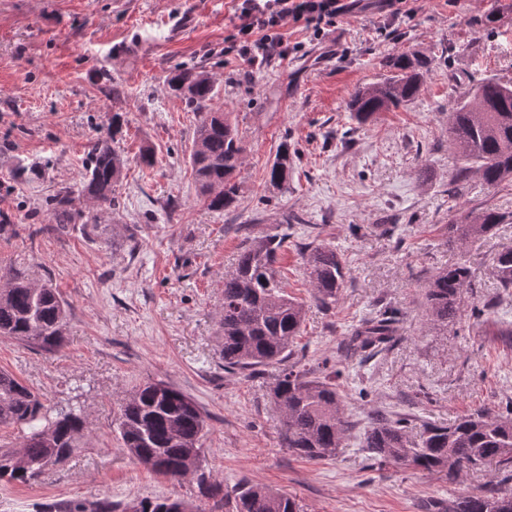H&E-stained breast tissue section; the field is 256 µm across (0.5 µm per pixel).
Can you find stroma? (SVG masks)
I'll return each mask as SVG.
<instances>
[{"label": "stroma", "instance_id": "stroma-1", "mask_svg": "<svg viewBox=\"0 0 512 512\" xmlns=\"http://www.w3.org/2000/svg\"><path fill=\"white\" fill-rule=\"evenodd\" d=\"M231 0H0V274L18 269L52 282L68 305L64 341L48 352L0 337V370L37 392L52 412H81L86 427L72 459L33 485L0 481V512H45L83 499L115 504L183 499L203 512H236L235 488L249 481L293 496L301 512H430L436 501L500 485L495 466L457 480L374 460L363 448L379 418L402 419L409 434L488 408H512V311L496 301L499 251L512 223L456 247L448 226L469 211L512 213V182L470 175L449 189L461 160L448 141V113L461 92L512 79V0H424L410 19L378 29L376 11L339 20L322 39L286 27L302 51L252 66L224 56ZM496 13L494 32L482 23ZM416 53L430 63L411 103L361 124L347 110L355 87L383 78L386 58ZM203 67L220 90L218 107L236 122L247 154L238 196L207 209L188 156L200 115L171 94L176 65ZM121 113L120 132L112 130ZM114 135L127 157L115 209L76 200L84 221L58 227L43 205L84 181L87 147ZM296 151L285 189L267 167L281 142ZM155 150L141 167L143 146ZM39 178L19 184L22 162ZM302 223L286 226L287 215ZM287 233L278 270L306 310L294 353L336 374L349 423L336 456L289 451L278 427L275 372L225 369L217 325L224 277L253 238ZM334 248L346 279L330 308L315 302L308 260ZM464 262L471 286L449 324L424 316L429 280ZM393 315L398 331L379 350L351 357L362 322ZM161 380L199 406L206 420L201 469L218 495H200L137 464L116 430L135 387Z\"/></svg>", "mask_w": 512, "mask_h": 512}]
</instances>
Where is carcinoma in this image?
I'll list each match as a JSON object with an SVG mask.
<instances>
[{"label": "carcinoma", "instance_id": "carcinoma-1", "mask_svg": "<svg viewBox=\"0 0 512 512\" xmlns=\"http://www.w3.org/2000/svg\"><path fill=\"white\" fill-rule=\"evenodd\" d=\"M389 74L363 84L351 94L348 108L359 121L408 102L421 91L428 61L406 54L385 61ZM170 90L203 114L196 127L189 163L206 207L224 211L236 202L238 172L243 163L244 141L237 126L215 106L219 90L205 71L189 64L175 66L168 78ZM448 140L454 153L476 168L462 167L454 176L451 193L475 171L488 186L512 180V82L488 80L462 92L449 113ZM114 140L97 138L88 146L86 180L80 189L67 188L50 199L48 210L56 224H74L81 213L72 209L77 196L100 206H116L115 186L126 159L112 146ZM292 158L288 142L280 144L267 171L276 188L288 181ZM506 216L489 209L472 213L461 224L448 225V243L457 244L490 234ZM288 234L252 239L239 255L235 271L224 278V311L219 320L224 368L256 372L261 367L279 369L271 395L282 414L281 427L288 448L308 459L330 456L342 447L348 425L341 417L331 375H314L311 368L293 360L294 343L302 333L304 305L289 297L274 263ZM500 287L512 288V248L497 254ZM346 277L336 250L317 247L309 259V278L317 303L328 308L336 302ZM470 285L469 268L456 262L441 268L426 287L425 314L446 323L458 316L461 295ZM67 305L57 289L45 282L35 285L20 272L0 276V336L10 337L46 351L59 348L67 321ZM398 330L392 316L362 325L350 350L365 352L387 342ZM50 411L32 388L12 374L0 371V425L23 432L21 448L28 469L13 466L14 450L0 448V481L30 485L46 468L68 459L84 429L73 412L53 421L51 439L44 437ZM205 417L197 404L173 386L148 382L135 389L121 405L117 430L127 454L139 465L173 480L187 479L185 462L200 455L199 442ZM363 447L376 458L397 465L444 473L448 479L461 471L493 462L512 480V418L488 410L464 416L450 426L427 425L411 437L401 420L379 419L366 432ZM136 512H198L181 499L135 501ZM238 512H300L296 500L257 485L237 489ZM437 512H512V493L496 489L466 494L435 507ZM54 512H112L109 500L58 506Z\"/></svg>", "mask_w": 512, "mask_h": 512}]
</instances>
